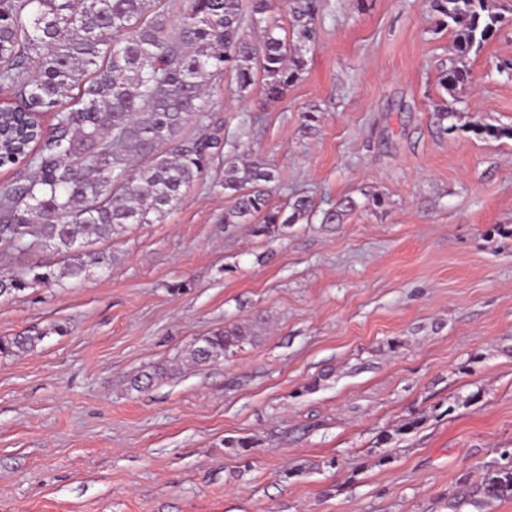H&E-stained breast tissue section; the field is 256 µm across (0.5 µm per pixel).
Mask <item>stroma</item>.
Segmentation results:
<instances>
[{"mask_svg":"<svg viewBox=\"0 0 512 512\" xmlns=\"http://www.w3.org/2000/svg\"><path fill=\"white\" fill-rule=\"evenodd\" d=\"M316 3L297 80L273 101L218 80L209 119L309 221L225 223L217 162L162 221L90 245L106 266L0 296V337L38 339L0 355V512H512L468 495L512 451V138L479 130L512 126V0L454 98L427 0ZM68 261L0 242V274ZM230 323L239 349L187 361Z\"/></svg>","mask_w":512,"mask_h":512,"instance_id":"obj_1","label":"stroma"}]
</instances>
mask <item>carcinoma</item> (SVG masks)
I'll list each match as a JSON object with an SVG mask.
<instances>
[{
	"mask_svg": "<svg viewBox=\"0 0 512 512\" xmlns=\"http://www.w3.org/2000/svg\"><path fill=\"white\" fill-rule=\"evenodd\" d=\"M429 3L436 27L454 33L455 57L439 76L453 96L468 81L463 59L483 49L503 17L489 0ZM282 4L292 17L289 35L280 34L274 16ZM314 9L313 0H251V24L263 32L255 41L244 26L243 0H185L174 23L162 0H0V88L19 99L0 110V167L22 162L27 170L22 181L0 184V241L20 247L32 237L70 252L129 224H154L217 157L232 198L224 223L252 224L262 235L309 220L307 196L288 203L287 214L271 206L268 185L277 175L266 162H242L225 154L221 138L187 137L184 129L203 125L212 85L228 72L236 93L259 79L268 99L279 98L303 70ZM46 113L53 117L47 129ZM358 207L345 197L323 212L322 223L341 224ZM89 262L103 265L105 258L91 254ZM87 263L1 274L0 295L78 277ZM247 336L244 327L228 325L202 338L189 360L215 362ZM39 340L1 337L0 353H21ZM500 457L477 488L485 499L512 498V451Z\"/></svg>",
	"mask_w": 512,
	"mask_h": 512,
	"instance_id": "carcinoma-1",
	"label": "carcinoma"
}]
</instances>
